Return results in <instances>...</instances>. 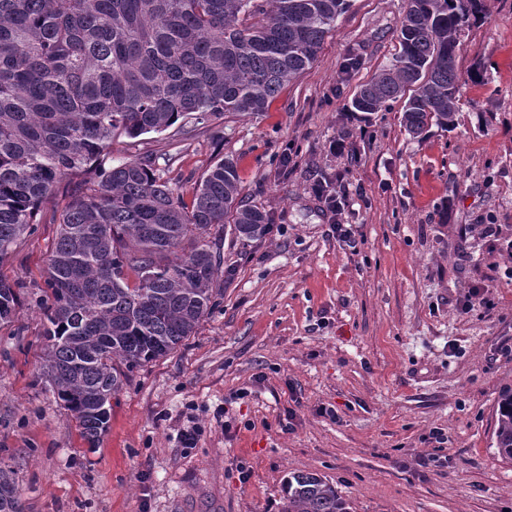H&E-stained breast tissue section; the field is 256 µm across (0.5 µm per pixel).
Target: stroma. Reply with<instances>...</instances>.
I'll return each mask as SVG.
<instances>
[{"instance_id": "35a3bbf8", "label": "stroma", "mask_w": 512, "mask_h": 512, "mask_svg": "<svg viewBox=\"0 0 512 512\" xmlns=\"http://www.w3.org/2000/svg\"><path fill=\"white\" fill-rule=\"evenodd\" d=\"M406 6L350 0L313 66L265 112L182 118L113 143L115 163L169 160L187 198L232 160L270 231L217 240L215 307L129 373L93 448L42 375L37 301L66 199L42 204L0 263L21 290L0 326V463L25 512H282L298 472L336 485L351 512H512V460L494 446L512 390V258L501 249L512 239V0H484V20L460 37L454 128L419 138L401 102L367 120L349 109L398 52ZM317 183L344 197L341 214ZM476 288L493 308L463 311Z\"/></svg>"}]
</instances>
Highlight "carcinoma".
Returning a JSON list of instances; mask_svg holds the SVG:
<instances>
[{"label":"carcinoma","mask_w":512,"mask_h":512,"mask_svg":"<svg viewBox=\"0 0 512 512\" xmlns=\"http://www.w3.org/2000/svg\"><path fill=\"white\" fill-rule=\"evenodd\" d=\"M347 8L348 0H0V262L65 185L38 308L45 373L89 445L107 430L127 373L176 349L215 306L224 259L211 230L224 233L230 216L239 238L269 231L266 214L239 198L230 160L207 170L188 204L156 157L109 166L102 157L121 137L161 133L188 115L264 111L311 68ZM483 9V0H407L400 50L359 88L353 111L367 120L402 99L413 137L453 128L457 35ZM19 303L0 280V324ZM495 448L512 460V391L498 403ZM284 492L282 512H350L313 473L288 477ZM0 512H23L2 466Z\"/></svg>","instance_id":"1"}]
</instances>
